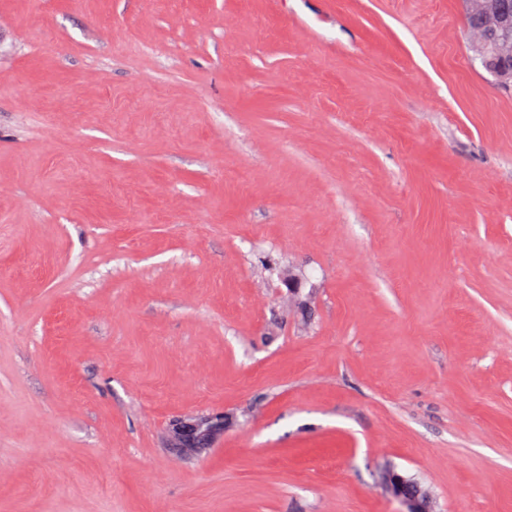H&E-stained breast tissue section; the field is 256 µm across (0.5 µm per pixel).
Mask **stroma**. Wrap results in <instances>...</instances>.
Returning <instances> with one entry per match:
<instances>
[{
  "label": "stroma",
  "instance_id": "obj_1",
  "mask_svg": "<svg viewBox=\"0 0 512 512\" xmlns=\"http://www.w3.org/2000/svg\"><path fill=\"white\" fill-rule=\"evenodd\" d=\"M472 56L463 0H0V512H512ZM207 427L208 431L203 432L201 442L196 448H188L180 445V434L183 431ZM224 427V416L222 415H196L174 421L170 429L171 447L179 451L181 456L197 455L210 447V444L217 433ZM209 431L215 432L210 433ZM386 489L405 506V512H433L430 497L424 493L422 497L418 494H409L406 490V480L393 470L386 472L384 476Z\"/></svg>",
  "mask_w": 512,
  "mask_h": 512
}]
</instances>
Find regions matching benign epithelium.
Masks as SVG:
<instances>
[{
  "label": "benign epithelium",
  "mask_w": 512,
  "mask_h": 512,
  "mask_svg": "<svg viewBox=\"0 0 512 512\" xmlns=\"http://www.w3.org/2000/svg\"><path fill=\"white\" fill-rule=\"evenodd\" d=\"M471 30L476 35L474 58L498 83L512 87V12L504 0H464ZM224 427L222 415H196L174 421L171 447L182 456L210 447L214 433ZM386 489L405 506V512H433L428 494L412 495L406 480L393 470L384 476Z\"/></svg>",
  "instance_id": "benign-epithelium-1"
}]
</instances>
